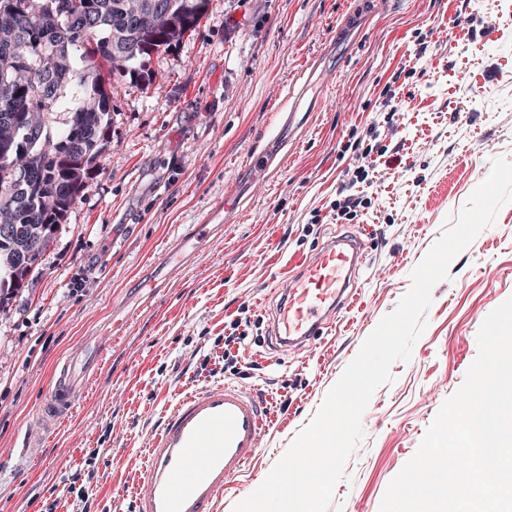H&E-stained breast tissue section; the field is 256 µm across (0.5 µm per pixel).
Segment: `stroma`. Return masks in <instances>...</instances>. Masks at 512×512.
<instances>
[{
	"instance_id": "stroma-1",
	"label": "stroma",
	"mask_w": 512,
	"mask_h": 512,
	"mask_svg": "<svg viewBox=\"0 0 512 512\" xmlns=\"http://www.w3.org/2000/svg\"><path fill=\"white\" fill-rule=\"evenodd\" d=\"M116 78L99 171L38 272L0 311V512H135L149 445L173 407L205 387L251 389L268 421L254 462L219 512L258 488L311 421L411 273L495 159L512 161V0H209L177 46ZM318 84L303 88L310 69ZM471 87L462 99L459 80ZM320 97L276 144L290 93ZM279 146L281 163L253 160ZM374 169L362 175L365 161ZM355 212L338 215L347 197ZM230 205L224 232L164 287L169 244ZM350 233L355 288L300 353L269 343L272 307L302 256ZM512 297V203L433 289L410 361L373 394L329 512H380L478 354L485 318ZM240 339L235 364L224 338ZM88 336L112 350L74 412L39 426L57 361Z\"/></svg>"
}]
</instances>
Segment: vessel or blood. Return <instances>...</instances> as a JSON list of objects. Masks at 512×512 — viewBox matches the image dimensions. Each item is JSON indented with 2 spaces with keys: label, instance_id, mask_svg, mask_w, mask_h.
Returning a JSON list of instances; mask_svg holds the SVG:
<instances>
[{
  "label": "vessel or blood",
  "instance_id": "b4317fda",
  "mask_svg": "<svg viewBox=\"0 0 512 512\" xmlns=\"http://www.w3.org/2000/svg\"><path fill=\"white\" fill-rule=\"evenodd\" d=\"M214 230L207 221L195 225L164 252L163 267L179 265L190 240ZM363 262L359 240L348 235L304 258L272 311L273 347L282 352L313 345L343 308ZM105 356L101 343L89 342L81 356L57 366L38 410L44 428L73 413L87 378ZM266 430L259 401L243 387L224 383L186 396L150 444L137 487V512H215L225 488L258 453Z\"/></svg>",
  "mask_w": 512,
  "mask_h": 512
}]
</instances>
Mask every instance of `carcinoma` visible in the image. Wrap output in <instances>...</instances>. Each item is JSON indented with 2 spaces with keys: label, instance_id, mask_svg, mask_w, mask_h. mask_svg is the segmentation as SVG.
<instances>
[{
  "label": "carcinoma",
  "instance_id": "obj_1",
  "mask_svg": "<svg viewBox=\"0 0 512 512\" xmlns=\"http://www.w3.org/2000/svg\"><path fill=\"white\" fill-rule=\"evenodd\" d=\"M67 5L45 26L32 11L45 0H0V114L19 112L23 119L38 111L39 101L23 86L41 91L47 102L43 115L70 114L67 127L54 130L43 122L52 149L32 148L26 156L31 209L24 212L0 182V224H16L20 232L0 235V281L20 284L38 267L41 242L56 230L82 196L99 168L112 128L111 76L141 74L152 52L169 48L195 28L208 0H53ZM26 41V61L4 53V46ZM53 57L46 65L44 58ZM25 129L0 122V146L22 142ZM31 252L28 266L15 263L20 252Z\"/></svg>",
  "mask_w": 512,
  "mask_h": 512
}]
</instances>
